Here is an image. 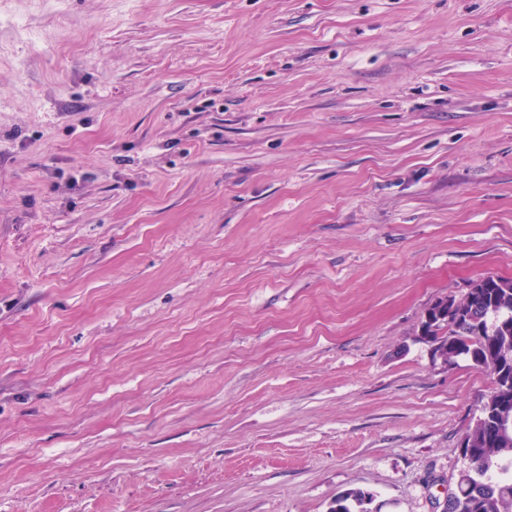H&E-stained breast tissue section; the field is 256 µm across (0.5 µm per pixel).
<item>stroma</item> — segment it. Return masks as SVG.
<instances>
[{
	"label": "stroma",
	"mask_w": 512,
	"mask_h": 512,
	"mask_svg": "<svg viewBox=\"0 0 512 512\" xmlns=\"http://www.w3.org/2000/svg\"><path fill=\"white\" fill-rule=\"evenodd\" d=\"M512 279V0H0V512H444ZM373 496L361 489L349 490L332 502L330 512H370L366 507L372 502Z\"/></svg>",
	"instance_id": "1"
}]
</instances>
